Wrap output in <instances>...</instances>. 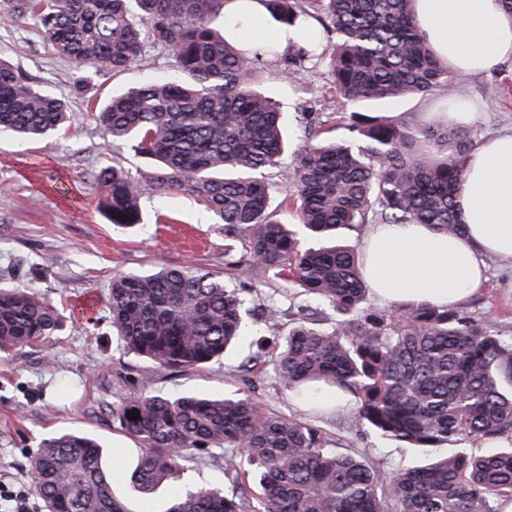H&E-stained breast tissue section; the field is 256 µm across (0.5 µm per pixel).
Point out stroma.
I'll list each match as a JSON object with an SVG mask.
<instances>
[{"mask_svg":"<svg viewBox=\"0 0 512 512\" xmlns=\"http://www.w3.org/2000/svg\"><path fill=\"white\" fill-rule=\"evenodd\" d=\"M12 5V0H0V60L64 99L71 124L54 137L28 143L0 135V284H35L66 316L58 335L0 354V480L27 485L28 450L49 434L74 428L94 434L106 456H121V469H129L131 442L112 419V403L141 391L163 396L243 392L273 412L310 418V411L281 389L272 365L248 375L239 372L240 363L256 352L260 335L246 337L224 360L178 373L155 367L113 336L106 301L113 277L121 273L192 262L229 284H253L256 303L277 299L280 322L286 326L298 301L275 277L254 284L246 268L227 267L224 227L212 223L192 197L144 200L142 224L125 235L113 233L92 176L105 166L136 174L146 165L129 148L107 146L93 113L114 91L166 77L165 54L150 47L125 71L86 74L55 53L35 20L13 12ZM260 79L266 94L279 103L293 142L305 138L304 113L348 109L324 67L306 69L289 82L265 72ZM490 84L498 86L497 96L485 95ZM461 96L480 113L473 126L479 137L512 130V61L478 76L452 74L431 96L375 103L371 109L400 114L414 125H432ZM48 262L61 272V279H40L39 271ZM486 264V282L460 309L492 328L512 327V261L490 258ZM352 421V413L341 412L319 425L332 447L359 448L384 462L386 469L420 460L418 449L360 433Z\"/></svg>","mask_w":512,"mask_h":512,"instance_id":"1","label":"stroma"}]
</instances>
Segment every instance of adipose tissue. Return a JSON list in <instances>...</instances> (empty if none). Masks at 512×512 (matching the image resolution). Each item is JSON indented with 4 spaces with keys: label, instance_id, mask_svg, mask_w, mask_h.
<instances>
[{
    "label": "adipose tissue",
    "instance_id": "obj_1",
    "mask_svg": "<svg viewBox=\"0 0 512 512\" xmlns=\"http://www.w3.org/2000/svg\"><path fill=\"white\" fill-rule=\"evenodd\" d=\"M416 23L437 55L463 75L512 61V16L500 0H413ZM224 31L240 44L288 31L262 0H226ZM465 230L451 236L428 224H374L362 244L364 277L385 305L425 299L450 308L485 280L484 259L512 260V131L483 138L458 193Z\"/></svg>",
    "mask_w": 512,
    "mask_h": 512
}]
</instances>
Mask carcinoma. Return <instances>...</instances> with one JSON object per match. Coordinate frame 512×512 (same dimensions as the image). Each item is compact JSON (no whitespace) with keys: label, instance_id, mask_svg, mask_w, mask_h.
Instances as JSON below:
<instances>
[{"label":"carcinoma","instance_id":"obj_1","mask_svg":"<svg viewBox=\"0 0 512 512\" xmlns=\"http://www.w3.org/2000/svg\"><path fill=\"white\" fill-rule=\"evenodd\" d=\"M225 0H15L61 56L86 70L122 72L145 48L167 53L170 76L112 95L95 119L107 144L150 164L135 177L103 167L93 181L116 229L140 223L145 197L173 193L202 202L224 225V252L244 240L240 264L308 301L288 332L280 307L263 309L273 341L239 365L270 362L281 388L319 415L335 388L354 398V423L383 439L429 448L431 462L388 476L356 448L329 447L323 430L274 413L249 395L166 397L147 392L112 404V419L136 443L131 487L147 498L184 463L228 476L176 491L167 512H501L512 501V334L426 300L369 306L354 248L341 228L431 224L463 229L457 187L477 135L450 125L417 126L351 112L348 134L323 142L314 130L291 164L279 106L257 84L271 65L292 78L325 64L352 105L431 94L450 69L418 28L412 0H263L268 14L307 42L283 53L265 40L251 52L216 24ZM325 20L330 53L305 25ZM68 120L64 100L35 88L0 61V131L53 135ZM283 194L291 220L271 209ZM107 317L125 346L156 367L202 368L254 333L253 303L195 264L112 279ZM63 312L31 284L0 286V352L31 347L60 331ZM139 418H128V412ZM44 512H132L114 489L96 440L72 432L43 438L29 457Z\"/></svg>","mask_w":512,"mask_h":512}]
</instances>
